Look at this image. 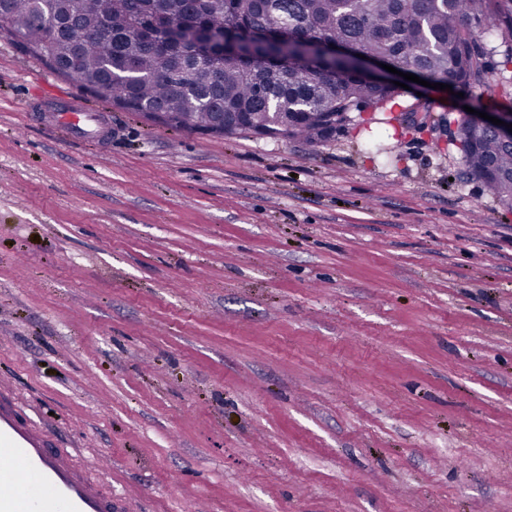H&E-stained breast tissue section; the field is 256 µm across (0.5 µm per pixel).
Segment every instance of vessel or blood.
Wrapping results in <instances>:
<instances>
[{
    "instance_id": "b4317fda",
    "label": "vessel or blood",
    "mask_w": 512,
    "mask_h": 512,
    "mask_svg": "<svg viewBox=\"0 0 512 512\" xmlns=\"http://www.w3.org/2000/svg\"><path fill=\"white\" fill-rule=\"evenodd\" d=\"M0 512H116L112 495L73 470L0 403Z\"/></svg>"
}]
</instances>
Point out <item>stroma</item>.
Returning <instances> with one entry per match:
<instances>
[{
  "label": "stroma",
  "mask_w": 512,
  "mask_h": 512,
  "mask_svg": "<svg viewBox=\"0 0 512 512\" xmlns=\"http://www.w3.org/2000/svg\"><path fill=\"white\" fill-rule=\"evenodd\" d=\"M505 51L476 88L492 112L512 110ZM398 101L315 145L212 137L0 30L18 421L76 468L107 458L87 477L121 512H512V205L453 144L451 94ZM423 101V125L398 121Z\"/></svg>",
  "instance_id": "35a3bbf8"
}]
</instances>
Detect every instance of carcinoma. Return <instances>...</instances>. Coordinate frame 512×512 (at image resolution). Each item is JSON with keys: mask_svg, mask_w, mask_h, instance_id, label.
<instances>
[{"mask_svg": "<svg viewBox=\"0 0 512 512\" xmlns=\"http://www.w3.org/2000/svg\"><path fill=\"white\" fill-rule=\"evenodd\" d=\"M0 28L40 57L49 47L52 70L99 98L125 109L166 114L164 126L210 134L222 125L251 130L270 123L293 139L319 144L349 119L342 112L391 110L400 88L382 86L359 72V56L378 58L403 73L434 83L478 86L484 73L482 43L495 36L512 63V0H0ZM286 28L300 37L324 36L315 50L322 64L305 70L288 61L309 49L289 39L261 37L257 55L284 63L247 65L219 54L200 60L178 47L161 53L138 26L159 32L199 22L220 30ZM469 170L502 202L512 204V149L465 123Z\"/></svg>", "mask_w": 512, "mask_h": 512, "instance_id": "cac0c4a2", "label": "carcinoma"}]
</instances>
